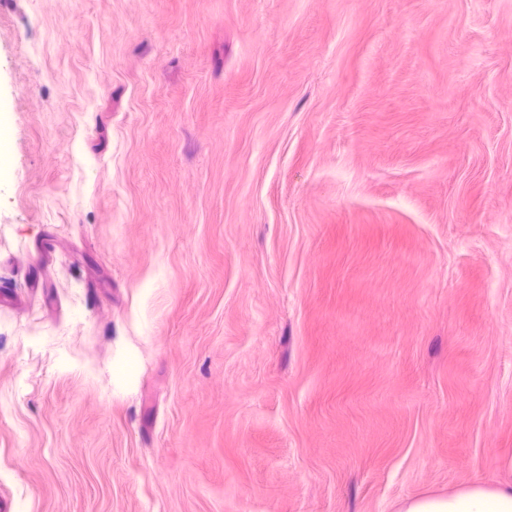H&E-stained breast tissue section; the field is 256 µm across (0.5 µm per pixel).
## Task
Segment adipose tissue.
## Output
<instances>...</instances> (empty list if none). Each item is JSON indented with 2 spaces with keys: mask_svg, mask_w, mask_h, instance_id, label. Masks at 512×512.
I'll list each match as a JSON object with an SVG mask.
<instances>
[{
  "mask_svg": "<svg viewBox=\"0 0 512 512\" xmlns=\"http://www.w3.org/2000/svg\"><path fill=\"white\" fill-rule=\"evenodd\" d=\"M503 475L489 484H464L440 496L425 493L398 503L396 512H512V459Z\"/></svg>",
  "mask_w": 512,
  "mask_h": 512,
  "instance_id": "1",
  "label": "adipose tissue"
}]
</instances>
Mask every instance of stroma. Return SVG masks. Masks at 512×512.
Wrapping results in <instances>:
<instances>
[{
    "label": "stroma",
    "mask_w": 512,
    "mask_h": 512,
    "mask_svg": "<svg viewBox=\"0 0 512 512\" xmlns=\"http://www.w3.org/2000/svg\"><path fill=\"white\" fill-rule=\"evenodd\" d=\"M508 458L512 0H0V512Z\"/></svg>",
    "instance_id": "stroma-1"
}]
</instances>
